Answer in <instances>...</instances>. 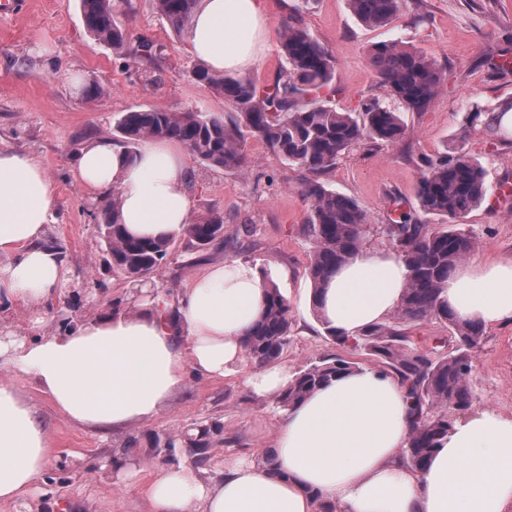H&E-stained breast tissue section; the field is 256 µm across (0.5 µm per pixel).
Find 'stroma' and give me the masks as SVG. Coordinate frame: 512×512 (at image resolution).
I'll return each mask as SVG.
<instances>
[{
  "label": "stroma",
  "mask_w": 512,
  "mask_h": 512,
  "mask_svg": "<svg viewBox=\"0 0 512 512\" xmlns=\"http://www.w3.org/2000/svg\"><path fill=\"white\" fill-rule=\"evenodd\" d=\"M15 2L13 13L0 15V149L32 154L46 170L55 190L47 236L61 246L69 269L60 298L50 306L0 302V330L21 336L35 320L42 333L51 334L61 331L73 311L87 319L116 305L133 309L142 298L108 263L98 230L100 194L73 179L83 145L111 139L125 112L224 114L228 108L222 93L194 80L186 36L174 32L154 0H115L114 6L130 43L144 38L160 46L157 85L88 33L79 0ZM265 7L272 29L297 12L301 25L332 53L334 103L343 111H358L363 100L385 96L367 57L374 43L399 40L447 67V82L426 111H401L406 145L353 147L321 177L328 189L367 211L368 248H387L382 229L394 201L417 210L414 187L421 158L462 148L482 162L490 194L462 224L478 241L473 255L484 261L512 258V203L500 200L501 183L512 178V133L465 126L471 102L491 108L512 103V0H423L420 11L404 9L380 29L361 25L347 0H265ZM419 13L424 22L416 21ZM92 82L99 92L88 100L80 87ZM246 148L252 164L243 175L189 164L192 218L220 206L231 244L198 259L184 255V238H175L173 263L160 267L154 278L175 293L208 262L245 258L256 263L288 300L291 341L281 361L296 372L337 351L310 302L309 249L300 234L309 209L299 188L303 175L257 140H248ZM472 363L475 408L512 415V326L488 328ZM23 394L47 427L52 456L23 504L6 506L5 512H151L143 489L155 473L181 467L212 482L222 462L273 447L284 415L273 397L252 395L237 376H191L152 422L101 438L59 415L43 394L30 388ZM211 421L220 422L224 433L213 440L206 465L194 464L185 448L172 462L157 456L155 436Z\"/></svg>",
  "instance_id": "35a3bbf8"
}]
</instances>
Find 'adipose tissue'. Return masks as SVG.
I'll use <instances>...</instances> for the list:
<instances>
[{"mask_svg":"<svg viewBox=\"0 0 512 512\" xmlns=\"http://www.w3.org/2000/svg\"><path fill=\"white\" fill-rule=\"evenodd\" d=\"M271 40L262 0H200L186 44L214 72H245ZM73 175L87 190L117 193L131 235L174 238L190 222L188 159L177 142L146 141L132 158L96 140ZM54 205L41 162L0 150V302L46 305L58 297L64 259L45 242ZM407 280L395 251H360L322 289L321 319L359 335L395 311ZM264 295L257 265L232 259L205 267L164 307L144 303L73 330L0 337V359L13 370L0 380V504L28 494L51 456L47 428L21 385L34 384L63 417L102 433L153 420L191 375L237 371L256 393L287 389V365L257 368L247 356ZM442 297L460 319L512 326V258L459 264ZM411 426L397 377L354 370L289 411L274 463L224 466L210 485L188 470H166L144 492L152 512H512V415L477 409L457 418L420 471L400 461Z\"/></svg>","mask_w":512,"mask_h":512,"instance_id":"1","label":"adipose tissue"}]
</instances>
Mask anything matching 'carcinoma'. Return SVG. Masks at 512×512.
<instances>
[{"label":"carcinoma","instance_id":"carcinoma-1","mask_svg":"<svg viewBox=\"0 0 512 512\" xmlns=\"http://www.w3.org/2000/svg\"><path fill=\"white\" fill-rule=\"evenodd\" d=\"M198 0H155L156 10L178 33L188 30ZM352 14L364 26L390 24L407 7L408 0H348ZM84 24L98 43L122 52L128 42L124 24L112 0H80ZM282 54L287 67L269 84L230 73L215 74L202 64L192 69L193 78L224 95L232 115L204 112H167L141 109L124 113L115 126L112 142L133 154L145 141L173 139L205 166L221 167L238 174L247 172L251 159L246 137L261 141L267 150L289 167L306 173L301 194L310 202L302 236L309 246L307 277L311 282L313 312H318L320 291L336 268L365 248L370 233L367 212L352 198L325 187L318 175L331 169L352 147L363 143L397 144L406 132L398 116L385 102L369 98L359 113L340 112L327 97L333 85L335 59L308 29L293 19L282 24ZM157 49L143 39L129 55V65L140 69L153 65ZM378 84L389 99L409 112L426 111L447 80V71L424 54L395 40L380 41L368 49ZM512 104L499 110L476 105L467 112L469 127L502 131L503 119ZM488 192L486 170L475 156L457 150L422 159L417 182L421 212L445 219L440 227L421 222L401 211L383 234L409 269L407 287L390 319L371 325L349 338L334 328L326 335L337 346L359 351L383 372L394 374L411 400L412 429L401 450L402 461L422 470L434 450L443 445L452 426V414L469 410L472 350L485 330L466 322L448 309L441 297L449 276L477 246L475 238L457 228ZM100 233L109 263L128 281L141 282L167 262L172 241L129 236L119 220V202L111 192L102 198ZM185 251L201 254L224 247V211L215 206L208 214L188 224ZM287 299L274 283L268 284L262 319L249 337L247 355L258 366L278 360L290 343ZM437 320L449 326L457 348L440 353L437 348L415 349L406 326ZM355 369L352 363L325 356L297 372L288 388L276 397V406L289 411L319 387ZM224 428L217 422L196 428V433H167L155 439L154 447L172 457L178 448H188L197 461L210 457L211 440Z\"/></svg>","mask_w":512,"mask_h":512}]
</instances>
